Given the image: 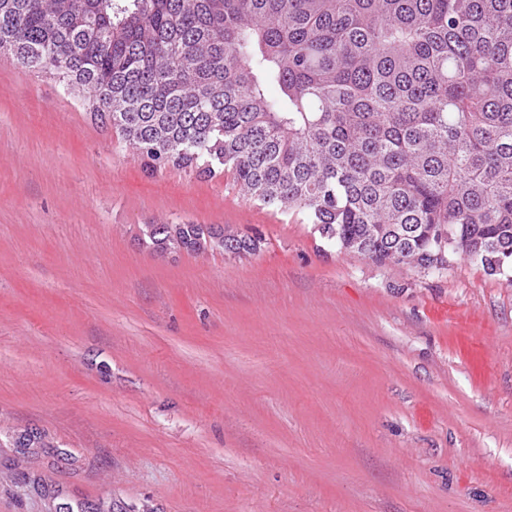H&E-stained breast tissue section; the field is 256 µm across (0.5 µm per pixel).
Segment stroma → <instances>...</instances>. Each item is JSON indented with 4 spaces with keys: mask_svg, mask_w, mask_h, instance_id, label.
I'll use <instances>...</instances> for the list:
<instances>
[{
    "mask_svg": "<svg viewBox=\"0 0 512 512\" xmlns=\"http://www.w3.org/2000/svg\"><path fill=\"white\" fill-rule=\"evenodd\" d=\"M185 223L261 248L146 246ZM0 512H512V283L149 173L2 56Z\"/></svg>",
    "mask_w": 512,
    "mask_h": 512,
    "instance_id": "35a3bbf8",
    "label": "stroma"
}]
</instances>
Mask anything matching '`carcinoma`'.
<instances>
[{"label": "carcinoma", "mask_w": 512, "mask_h": 512, "mask_svg": "<svg viewBox=\"0 0 512 512\" xmlns=\"http://www.w3.org/2000/svg\"><path fill=\"white\" fill-rule=\"evenodd\" d=\"M151 173H231L325 242L512 279V0H0V56ZM158 254L259 240L149 224Z\"/></svg>", "instance_id": "carcinoma-1"}]
</instances>
